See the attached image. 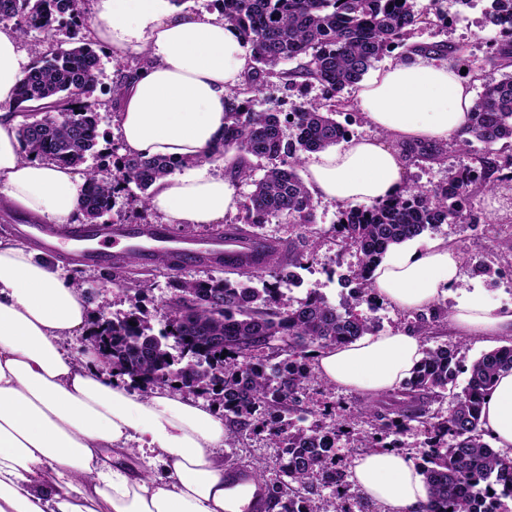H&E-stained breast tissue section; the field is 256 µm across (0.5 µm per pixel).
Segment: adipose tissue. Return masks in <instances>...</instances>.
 <instances>
[{"instance_id": "adipose-tissue-1", "label": "adipose tissue", "mask_w": 512, "mask_h": 512, "mask_svg": "<svg viewBox=\"0 0 512 512\" xmlns=\"http://www.w3.org/2000/svg\"><path fill=\"white\" fill-rule=\"evenodd\" d=\"M94 34L114 56L144 55L118 115L125 154L193 160L224 139V105L242 83L249 52L239 31L175 0H93ZM30 68L12 30H0V204L35 220L76 223L85 184L72 167L25 157L16 91ZM356 107L379 131L312 155L305 184L340 204L404 193L410 146L443 144L468 122L475 98L450 59L414 53L360 84ZM238 180L212 164L158 180L149 207L168 224H218L237 211ZM456 245L437 239L391 247L370 281L379 298L415 315L457 288ZM92 319L83 291L40 252L0 239V512H242L251 495L227 489L218 456L230 428L202 403L168 388L129 392L95 352L73 357L63 338ZM448 325L461 337L512 336V307L480 289L462 292ZM422 357L409 330L358 338L320 353L332 385L373 396L401 389ZM486 440L512 447V370L500 373L482 410ZM138 456L141 467L119 465ZM353 479L385 512H423L430 496L408 454L355 455Z\"/></svg>"}]
</instances>
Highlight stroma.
I'll list each match as a JSON object with an SVG mask.
<instances>
[{
	"instance_id": "35a3bbf8",
	"label": "stroma",
	"mask_w": 512,
	"mask_h": 512,
	"mask_svg": "<svg viewBox=\"0 0 512 512\" xmlns=\"http://www.w3.org/2000/svg\"><path fill=\"white\" fill-rule=\"evenodd\" d=\"M418 12L430 15V22L420 24L407 36L410 45L432 46L441 42H450L464 49V56L476 70L479 80L474 83V91H481L485 81L495 78L496 73L485 61L489 32L483 31L480 24L490 0H476L467 7L449 9L446 21L435 19V7L432 0H414ZM101 58V74L95 91L101 103L99 110L98 144L95 151L90 152L87 163L77 166V173H84L86 166L100 163H112L113 158L108 150L112 143L118 142L117 122L109 105L110 88L122 67V60L114 58L106 47L98 49ZM323 90L319 85H297L283 87L279 82H272L259 100L261 109L272 112H288L299 104L320 99ZM500 200V207H492V200ZM471 212L482 220H490L495 225L494 232L472 230L463 224H438L425 231L421 242L436 238L452 241L462 255L463 280L461 289H481L487 300L503 308L512 306V181L499 182L494 194H478L472 203ZM50 261L58 266L63 277L78 282L83 287L93 289L90 297L91 305L105 302L114 314H123L133 309V300L128 299L119 284L114 283L107 274L106 268L72 263L65 249H58L49 256ZM355 261L354 256L340 251L331 237L321 238L315 250L314 261L310 268L299 270L297 285L292 286L290 293L294 298H305L308 293L315 292L325 296L331 303L338 304L348 299L349 291L343 286V280L349 275ZM490 264L491 274L479 275L474 271L478 263ZM144 278L151 289L145 300V306L152 315L154 328H161L167 318L162 302L170 293V285L177 276L205 279L213 276V269L203 266H192L173 272L150 264L143 266ZM221 455L225 462L237 466L248 467L251 461L265 463L269 477H276L279 468V449L266 445L261 438L251 435L241 436L237 447L222 448Z\"/></svg>"
}]
</instances>
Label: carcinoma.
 <instances>
[{"instance_id":"carcinoma-1","label":"carcinoma","mask_w":512,"mask_h":512,"mask_svg":"<svg viewBox=\"0 0 512 512\" xmlns=\"http://www.w3.org/2000/svg\"><path fill=\"white\" fill-rule=\"evenodd\" d=\"M219 18L238 28L250 52L251 67L241 85L231 90L224 120V150L237 154L236 175L253 190L248 213L253 226L281 218L295 229L288 240L237 228L254 245L249 254L197 257L196 264L222 268L241 277L179 278L163 301L167 321L153 332L138 311L112 318V374L126 376L137 390L193 387L222 407L231 423L228 444L245 434L264 436L282 449L281 478L266 483L280 512H353L364 509L347 495L349 467L336 454L345 440L358 448L406 447L414 431L426 435L419 466L430 488L424 512H501V499H512V458L494 450L481 427L485 396L497 376L512 370V344L482 354L470 364L458 357V346L423 349L413 376L387 395L380 406L369 400L352 404L342 414L323 408L318 419L300 426L309 384L314 380L317 353L377 332L373 318L357 307L371 300V268L388 248L418 237L435 224H461L464 210L478 191H492L499 173L512 172V31L490 46L489 63L499 79L483 85L466 127L434 147H418L413 158L436 159L450 151L469 155L470 163L448 171L431 187L409 185L405 193L368 208L346 206L329 232L336 244L357 255L351 271L353 302L339 306L322 295L296 300L288 281L304 268L324 231L316 227L313 198L297 168L302 155L335 146L347 138L336 115L347 107L338 97L359 83L382 57L405 46L406 35L422 22L413 0H213ZM70 19L64 42L54 40L58 18ZM17 20L21 38H34L33 64L16 91V112L23 117L18 137L26 155L78 166L96 145L100 102L91 97L99 75V55L90 40L85 0H0V23ZM455 59L458 72L472 75L461 47L444 42L427 48ZM146 60L125 66L113 82L111 108L120 110L122 89ZM293 67H287V64ZM276 78L287 87L317 84L324 104L304 103L292 112L256 109L257 99ZM294 139L283 138V127ZM506 147L499 150V143ZM112 145L113 169L86 172L81 210L95 224L112 209L116 195L135 186L139 202L148 207L153 183L181 167L164 158L120 155ZM275 161L259 179L250 158ZM136 258L112 260V279L139 296L149 290L127 277ZM259 280L262 287L253 286ZM445 316L440 305L419 314L410 329L423 337ZM185 349L205 348L211 371L175 366L168 343ZM466 385L456 392L458 375ZM432 393L450 398L448 413L416 402ZM374 421L371 431L354 433L351 420ZM328 494H323V491Z\"/></svg>"}]
</instances>
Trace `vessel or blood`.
Segmentation results:
<instances>
[{"label":"vessel or blood","instance_id":"b4317fda","mask_svg":"<svg viewBox=\"0 0 512 512\" xmlns=\"http://www.w3.org/2000/svg\"><path fill=\"white\" fill-rule=\"evenodd\" d=\"M241 241L233 238L200 242L196 240H173L158 224H116L102 227L96 224L85 226L76 238L74 255L79 262L106 266L112 261L113 249L121 252L136 251L139 262L152 263L163 251L178 253L183 266L193 265L197 255L208 252L216 256L239 253ZM233 485L250 488L252 498L247 512H266L269 494L264 484L247 468H234Z\"/></svg>","mask_w":512,"mask_h":512}]
</instances>
